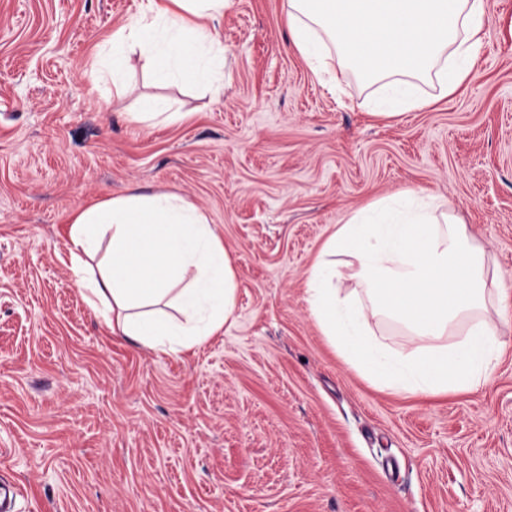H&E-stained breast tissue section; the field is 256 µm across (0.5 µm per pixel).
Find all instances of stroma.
Instances as JSON below:
<instances>
[{
    "instance_id": "1",
    "label": "stroma",
    "mask_w": 512,
    "mask_h": 512,
    "mask_svg": "<svg viewBox=\"0 0 512 512\" xmlns=\"http://www.w3.org/2000/svg\"><path fill=\"white\" fill-rule=\"evenodd\" d=\"M140 0H0V474L18 512H512V300L476 389L374 384L320 331L311 266L336 225L407 189L449 201L512 275V0H486L463 93L381 119L332 93L285 0H228L224 83L112 86ZM182 121H130L141 98ZM158 190L224 231L223 333L154 353L109 333L69 268L72 213Z\"/></svg>"
}]
</instances>
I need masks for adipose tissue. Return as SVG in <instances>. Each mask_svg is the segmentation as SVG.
I'll return each mask as SVG.
<instances>
[{"mask_svg":"<svg viewBox=\"0 0 512 512\" xmlns=\"http://www.w3.org/2000/svg\"><path fill=\"white\" fill-rule=\"evenodd\" d=\"M225 0H144L112 35V85L125 90L128 51L155 74L220 80L224 46L211 26ZM485 0H287L289 37L318 81L336 90L346 66L382 83L394 118L430 106L416 84L436 80L441 97L469 79L483 41ZM442 200L409 189L336 225L313 263L309 303L321 331L368 377L410 394L478 386L500 351L484 316L486 297L506 298V278ZM71 268L110 333L153 352H190L234 314L231 257L217 225L185 198L139 191L81 209L67 231ZM352 259L360 293L343 292L339 257ZM387 317L431 340L388 355L371 323Z\"/></svg>","mask_w":512,"mask_h":512,"instance_id":"adipose-tissue-1","label":"adipose tissue"}]
</instances>
